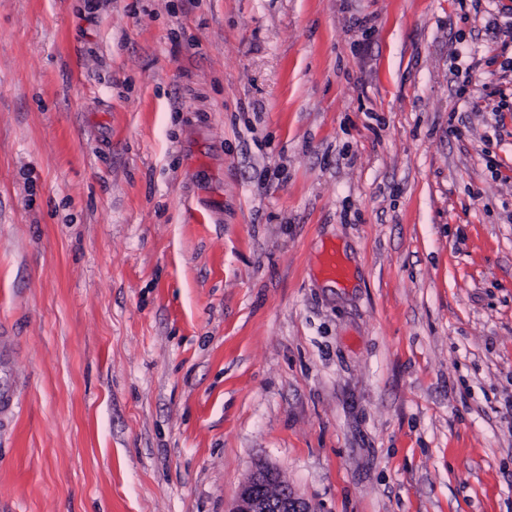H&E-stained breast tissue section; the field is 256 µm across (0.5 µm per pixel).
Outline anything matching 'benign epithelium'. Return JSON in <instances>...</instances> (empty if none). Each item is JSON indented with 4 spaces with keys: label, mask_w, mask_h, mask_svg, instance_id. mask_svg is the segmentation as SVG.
<instances>
[{
    "label": "benign epithelium",
    "mask_w": 512,
    "mask_h": 512,
    "mask_svg": "<svg viewBox=\"0 0 512 512\" xmlns=\"http://www.w3.org/2000/svg\"><path fill=\"white\" fill-rule=\"evenodd\" d=\"M228 512H311V509L278 473L259 470L241 485Z\"/></svg>",
    "instance_id": "7a95c632"
}]
</instances>
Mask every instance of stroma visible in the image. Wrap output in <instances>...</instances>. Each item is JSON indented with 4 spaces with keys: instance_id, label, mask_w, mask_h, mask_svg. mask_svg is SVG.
Masks as SVG:
<instances>
[{
    "instance_id": "obj_1",
    "label": "stroma",
    "mask_w": 512,
    "mask_h": 512,
    "mask_svg": "<svg viewBox=\"0 0 512 512\" xmlns=\"http://www.w3.org/2000/svg\"><path fill=\"white\" fill-rule=\"evenodd\" d=\"M492 16L0 0V512H512ZM322 274L337 285H344L348 281V271L335 249L331 251L323 263ZM229 512H312L278 473L259 470L240 487Z\"/></svg>"
}]
</instances>
